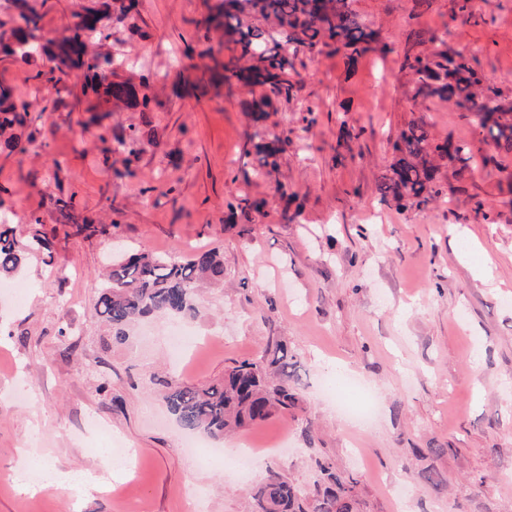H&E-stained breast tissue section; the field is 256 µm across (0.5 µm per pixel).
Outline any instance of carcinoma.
<instances>
[{
    "label": "carcinoma",
    "mask_w": 512,
    "mask_h": 512,
    "mask_svg": "<svg viewBox=\"0 0 512 512\" xmlns=\"http://www.w3.org/2000/svg\"><path fill=\"white\" fill-rule=\"evenodd\" d=\"M18 21L9 32L0 33V54L24 63L44 55L51 61L80 70L86 87L98 97L123 100L134 107L149 108L147 98H139L130 85L112 80L111 60L93 55L88 38L103 36L99 29L102 7H90L77 22L53 37L33 42L40 29V16L28 0H14ZM215 15L205 19L224 31V43L234 54L221 63L220 77L228 86L263 89L262 96L243 102L246 112L263 118L272 100L290 99L295 90L292 74L295 59L328 48L344 53L350 60L383 52L388 44L370 29L351 8L350 0H217ZM401 68L415 84V96L437 98L456 109L475 114L480 128L496 143L512 148V102L500 88L487 83L483 74L462 55L440 49L406 52ZM34 78L48 89L59 90L67 76L55 70L39 69ZM26 104L14 99L12 90L0 86V134L21 123ZM288 145L262 140L253 144L261 166H275L271 158ZM398 155L391 175L381 177L380 200L400 207H420L441 197L434 159L467 162V148L451 142L438 143L428 131L413 124L402 131L393 144ZM62 223L76 232L95 233L96 227L74 211L72 198H52ZM50 253L49 242L38 234L19 240L13 228L0 225V276L14 273L30 254ZM224 281V255L217 249L195 251L178 259L170 255L141 252L113 262L106 271L100 291L98 315L112 328L118 340L136 320L161 314L193 317L198 313L199 291L203 285ZM295 363L288 346L278 341L265 355L243 360L216 384L196 386L178 383L169 387L165 401L169 412L186 429L213 439L227 431L255 425L275 414L293 410L299 402L291 384ZM323 482L303 488L270 468L266 478L250 488L251 512H355L357 480L336 473L329 462L320 464Z\"/></svg>",
    "instance_id": "carcinoma-1"
}]
</instances>
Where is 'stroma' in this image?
I'll list each match as a JSON object with an SVG mask.
<instances>
[{
	"label": "stroma",
	"mask_w": 512,
	"mask_h": 512,
	"mask_svg": "<svg viewBox=\"0 0 512 512\" xmlns=\"http://www.w3.org/2000/svg\"><path fill=\"white\" fill-rule=\"evenodd\" d=\"M212 2L140 0L125 15L109 0L111 37L91 49L121 60L116 78L149 98L145 112L84 94L81 72L56 92L33 78L45 60H0V84L28 105L14 129L25 154L0 140V218L53 253L52 266L28 260L0 288V512H248L268 468L308 488L323 461L357 478V512H512V149L473 113L417 98L401 69L417 33L434 32L512 101V0H469L467 23L459 0H353L390 52L303 58L297 94L258 124L247 89L209 80L206 47L232 53L222 30L199 39ZM29 3L50 35L96 0ZM414 123L470 159L442 161L444 199L401 209L376 184ZM258 130L288 140L275 167L249 152ZM288 193L301 204L290 222ZM60 194L102 233L60 223ZM241 196L260 210L237 207ZM116 242L179 258L220 249L224 283L204 290L195 318L146 319L117 340L96 312ZM278 340L297 363L298 407L226 435L223 457L189 452L167 383L216 382ZM346 366L378 401L364 432L331 390ZM111 440L133 453L123 480L87 495L17 485L21 454L79 471ZM240 446L261 451L244 474ZM430 468L439 486L424 482ZM402 484L399 502L388 490Z\"/></svg>",
	"instance_id": "obj_1"
}]
</instances>
